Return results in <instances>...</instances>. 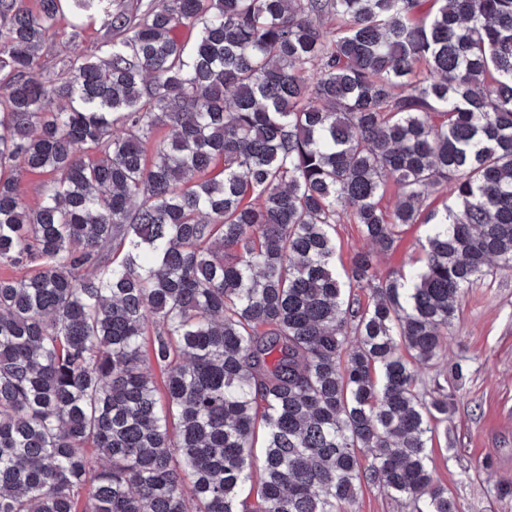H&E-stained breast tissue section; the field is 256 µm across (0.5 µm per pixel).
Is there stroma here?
I'll list each match as a JSON object with an SVG mask.
<instances>
[{
	"label": "stroma",
	"mask_w": 512,
	"mask_h": 512,
	"mask_svg": "<svg viewBox=\"0 0 512 512\" xmlns=\"http://www.w3.org/2000/svg\"><path fill=\"white\" fill-rule=\"evenodd\" d=\"M71 23L70 15L61 16L42 50L34 76L45 85L57 80L59 51L98 55L103 50L104 14L86 18L76 40ZM423 241L421 227H408L394 253L378 260L379 272L416 266ZM446 345L445 354L416 370L425 390L453 365H462L465 374L447 387L453 410L447 431L432 442L434 477L460 512H512V270L482 277L464 291Z\"/></svg>",
	"instance_id": "stroma-1"
}]
</instances>
